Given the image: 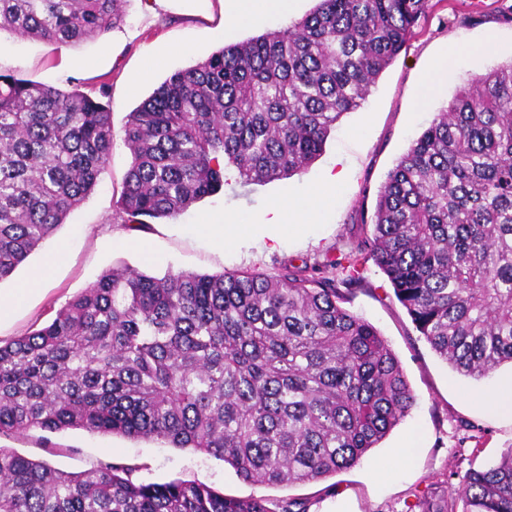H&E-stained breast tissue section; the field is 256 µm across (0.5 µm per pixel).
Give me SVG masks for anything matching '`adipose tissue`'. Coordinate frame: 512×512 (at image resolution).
Segmentation results:
<instances>
[{
	"label": "adipose tissue",
	"mask_w": 512,
	"mask_h": 512,
	"mask_svg": "<svg viewBox=\"0 0 512 512\" xmlns=\"http://www.w3.org/2000/svg\"><path fill=\"white\" fill-rule=\"evenodd\" d=\"M296 0H146L150 13L170 11L188 16L218 12L224 31H232L240 24H257L274 14H287L294 10ZM338 175H330L325 183L313 186L306 198L298 203H274L268 217L255 225V232L278 240L286 216H293L300 224L315 223L330 188L335 187Z\"/></svg>",
	"instance_id": "adipose-tissue-1"
}]
</instances>
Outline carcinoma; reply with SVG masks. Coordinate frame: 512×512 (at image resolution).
I'll return each mask as SVG.
<instances>
[{
    "instance_id": "cac0c4a2",
    "label": "carcinoma",
    "mask_w": 512,
    "mask_h": 512,
    "mask_svg": "<svg viewBox=\"0 0 512 512\" xmlns=\"http://www.w3.org/2000/svg\"><path fill=\"white\" fill-rule=\"evenodd\" d=\"M126 0H0V32L74 45L124 21ZM431 0H318L292 25L171 74L128 114L118 214L174 218L224 187L304 171L360 108ZM112 111L77 85L0 75V281L97 185ZM456 371L512 364V62L473 78L386 175L370 233L329 262L101 275L43 327L0 341V436L81 429L192 448L273 487L358 464L414 395L378 330L344 307L368 262ZM139 467L69 472L0 448V512H305ZM512 512V449L422 512Z\"/></svg>"
}]
</instances>
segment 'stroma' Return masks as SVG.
I'll return each mask as SVG.
<instances>
[{
    "instance_id": "1",
    "label": "stroma",
    "mask_w": 512,
    "mask_h": 512,
    "mask_svg": "<svg viewBox=\"0 0 512 512\" xmlns=\"http://www.w3.org/2000/svg\"><path fill=\"white\" fill-rule=\"evenodd\" d=\"M315 4L316 0H297L291 16L241 29L223 40L215 35L217 18L156 21L145 10L144 0H127L123 24L73 46L55 48L0 34V74L63 88L75 83L93 97L101 84H108L114 128L112 154L96 187L52 238L53 244L64 247L63 261L45 291L0 324L1 338L39 328L73 296L118 266L159 277L169 271L255 270L273 275L286 266L301 269L336 259L340 250L371 230L385 176L411 141L473 76L512 63V0H432L428 15L379 75L362 108L337 122L323 153L306 171L264 185H243L228 166L223 189L178 217L153 219L140 228L120 223L116 202L131 163L123 141L128 113L172 73L205 60L223 43L287 27ZM147 65L152 68L150 77L131 89L130 73ZM437 67L448 73L444 88L426 108H418L420 88ZM331 171L341 172L342 180L324 202L319 223L286 219L279 241L248 233L224 249L212 243L201 224L203 215L222 213L255 223L275 199H300ZM121 236L139 239L141 248L119 245ZM347 308L368 319L387 340L416 402L362 462L325 480L289 488L258 485L189 448L79 429L46 437L38 431L2 436L0 446L67 471L112 461L137 466V479L146 483L196 479L236 498L296 499L306 512H421L424 500L446 495L469 470L497 463L512 448V420L484 404L498 378L512 374V365L503 364L480 380L457 373L419 335L389 280L374 264H366L363 283ZM407 443L411 456L402 463L397 451Z\"/></svg>"
}]
</instances>
